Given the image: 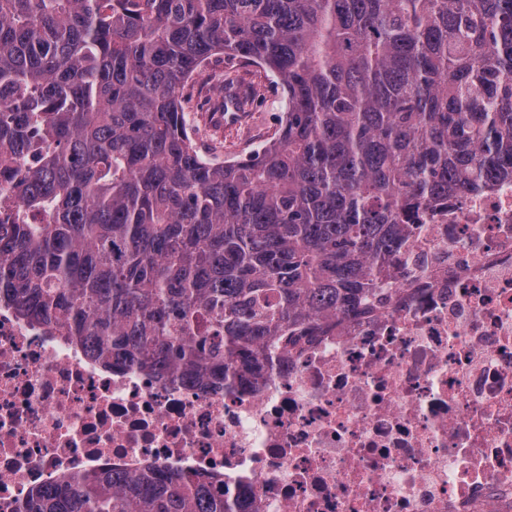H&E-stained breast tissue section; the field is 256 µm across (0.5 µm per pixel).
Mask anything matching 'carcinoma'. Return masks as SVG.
Listing matches in <instances>:
<instances>
[{
  "instance_id": "carcinoma-1",
  "label": "carcinoma",
  "mask_w": 512,
  "mask_h": 512,
  "mask_svg": "<svg viewBox=\"0 0 512 512\" xmlns=\"http://www.w3.org/2000/svg\"><path fill=\"white\" fill-rule=\"evenodd\" d=\"M223 111L282 113L215 163ZM512 178V0H0V298L100 360L256 368L369 303L410 224ZM176 470L33 491L25 512H233ZM208 72L210 74L208 83L200 89V92L195 91L196 99L193 102L195 109L202 107L203 110L206 108L214 110L220 105L224 96V92L220 90L219 69L213 68ZM280 113V96L275 89L267 92L266 103L263 112L247 113L253 114L252 120L248 123L244 135L254 142L262 141L276 127L273 123V115Z\"/></svg>"
}]
</instances>
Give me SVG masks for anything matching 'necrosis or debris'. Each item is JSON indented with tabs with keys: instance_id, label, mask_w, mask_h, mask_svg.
<instances>
[{
	"instance_id": "obj_1",
	"label": "necrosis or debris",
	"mask_w": 512,
	"mask_h": 512,
	"mask_svg": "<svg viewBox=\"0 0 512 512\" xmlns=\"http://www.w3.org/2000/svg\"><path fill=\"white\" fill-rule=\"evenodd\" d=\"M382 301L250 372L93 360L0 301V512L177 469L245 512H512V179L414 225Z\"/></svg>"
}]
</instances>
